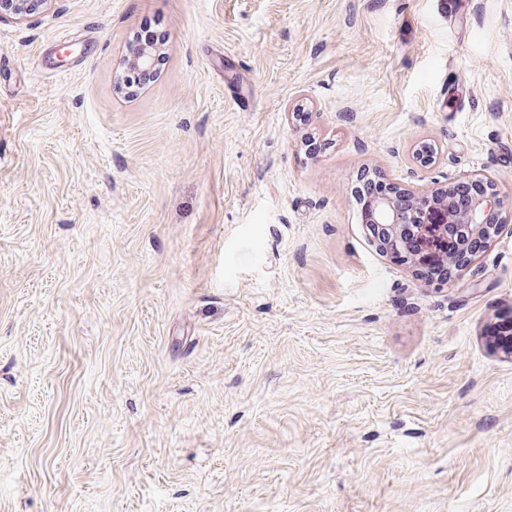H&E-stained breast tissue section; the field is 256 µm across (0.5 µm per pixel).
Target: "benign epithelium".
I'll list each match as a JSON object with an SVG mask.
<instances>
[{
  "mask_svg": "<svg viewBox=\"0 0 512 512\" xmlns=\"http://www.w3.org/2000/svg\"><path fill=\"white\" fill-rule=\"evenodd\" d=\"M53 0H12L0 11V19H25L38 8ZM161 51L155 46L137 44L125 56L129 69L147 73L155 69ZM467 180L477 183L485 191L476 196L463 213L453 212L449 190L419 191L401 188L389 194L374 196L362 202L369 218L373 243L382 251L393 255L404 253L418 259L440 252L444 244L456 243L466 249L474 237L489 242L505 212V200L495 180L485 174H470ZM410 199L412 212L400 208L397 195Z\"/></svg>",
  "mask_w": 512,
  "mask_h": 512,
  "instance_id": "7a95c632",
  "label": "benign epithelium"
}]
</instances>
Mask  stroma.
Returning <instances> with one entry per match:
<instances>
[{
	"label": "stroma",
	"instance_id": "obj_1",
	"mask_svg": "<svg viewBox=\"0 0 512 512\" xmlns=\"http://www.w3.org/2000/svg\"><path fill=\"white\" fill-rule=\"evenodd\" d=\"M468 2L0 19V512H512V0ZM148 22L166 63L126 98ZM366 171L489 173L504 224L425 282Z\"/></svg>",
	"mask_w": 512,
	"mask_h": 512
}]
</instances>
